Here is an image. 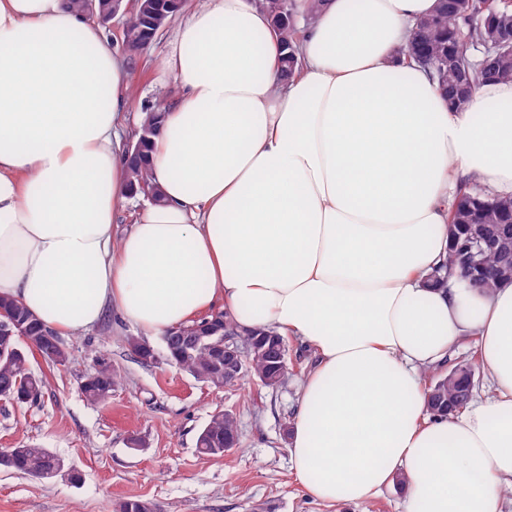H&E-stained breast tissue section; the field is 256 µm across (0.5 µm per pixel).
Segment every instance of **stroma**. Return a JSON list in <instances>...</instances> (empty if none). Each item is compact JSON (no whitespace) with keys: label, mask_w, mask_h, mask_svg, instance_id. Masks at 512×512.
<instances>
[{"label":"stroma","mask_w":512,"mask_h":512,"mask_svg":"<svg viewBox=\"0 0 512 512\" xmlns=\"http://www.w3.org/2000/svg\"><path fill=\"white\" fill-rule=\"evenodd\" d=\"M175 39L167 24L129 64V125L145 105L175 99V78L161 66ZM136 324L118 317L64 337L65 366L31 363L49 385L38 403L0 401V448L37 445L82 475L80 484L0 469V512H114L127 499H143L157 512H403V488L335 506L312 500L291 461V430L300 389L313 361L310 347L288 338V373L275 388L245 383L214 389L169 364L162 337H150L154 358L133 354ZM108 362L122 384L102 405L88 404L78 384ZM236 415L239 446L221 457L196 450L199 432L217 412ZM141 440L132 448V440Z\"/></svg>","instance_id":"1"}]
</instances>
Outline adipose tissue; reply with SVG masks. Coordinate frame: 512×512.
<instances>
[{
    "label": "adipose tissue",
    "instance_id": "ef3b65f1",
    "mask_svg": "<svg viewBox=\"0 0 512 512\" xmlns=\"http://www.w3.org/2000/svg\"><path fill=\"white\" fill-rule=\"evenodd\" d=\"M437 0H326L299 72L264 0L176 14L179 85L149 153L163 201L114 237L130 196L125 58L64 0H0V294L68 335L107 312L165 335L215 308L310 346L292 440L314 500L502 512L512 484V283L448 257L462 185L512 198V82L454 107L398 56ZM475 337L494 394L429 414L420 372Z\"/></svg>",
    "mask_w": 512,
    "mask_h": 512
}]
</instances>
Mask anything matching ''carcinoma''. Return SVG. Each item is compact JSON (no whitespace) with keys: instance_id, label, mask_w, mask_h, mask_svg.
Returning a JSON list of instances; mask_svg holds the SVG:
<instances>
[{"instance_id":"obj_1","label":"carcinoma","mask_w":512,"mask_h":512,"mask_svg":"<svg viewBox=\"0 0 512 512\" xmlns=\"http://www.w3.org/2000/svg\"><path fill=\"white\" fill-rule=\"evenodd\" d=\"M457 7L449 8L440 4L437 12L421 21L409 34L402 53L421 63V66L432 71L439 83L440 90L453 98L452 76L461 72L471 92H476L484 83L512 82V46L491 45V32L485 26L490 15L508 16L512 12L503 4L494 0H456ZM268 12L277 34L287 50L282 57L281 75L285 78L293 75L299 67V58L295 46L299 38V29L292 7L284 0H267ZM476 44L489 47V53L495 57V68L489 70L473 60L468 47ZM158 109L150 108L134 130L132 141L139 146V156L135 162L124 163V174L130 186L138 187L149 193L151 201L158 202L161 195L153 183L149 166V151L153 138L158 134ZM512 206L510 199L484 200L480 194L470 195L462 192V198L454 211L455 227L464 224H484L491 229L504 227V207ZM483 268L497 271L507 267L512 275V255L504 260L497 251H486L480 257ZM0 312L8 315L23 316L30 320L33 327L47 334L39 345L42 358L53 364H61L68 360V351L61 339L51 330L43 326L29 310L18 300L0 296ZM220 323L224 325V335L242 342L246 332L239 330L233 318L224 312L217 313ZM191 325L186 324L175 328L163 336L168 356L179 369L193 377L205 374L212 366L213 350L205 343L193 344L186 336ZM21 353L12 359L0 358V397L10 398L27 396L31 391L43 394L47 380L35 378L26 383L20 377L29 373L32 351L21 341L16 342ZM274 346L251 353L248 364L242 372L225 380V385L234 386L243 381H251L261 388H274L279 383V374L273 365ZM120 383V373L112 365L103 363L94 377L80 384L86 400L92 404L106 401L104 394L112 392ZM423 390L427 410L433 414H447L448 404H459L460 397L468 391L469 380L466 377L454 376L452 371L436 372L432 375L422 373ZM238 435L237 419L231 412H218L211 416L197 438L198 452L207 457H219L224 453V437ZM61 459L46 448L36 445H24L19 448L0 449V468L22 473L32 477L47 478L54 476Z\"/></svg>"}]
</instances>
